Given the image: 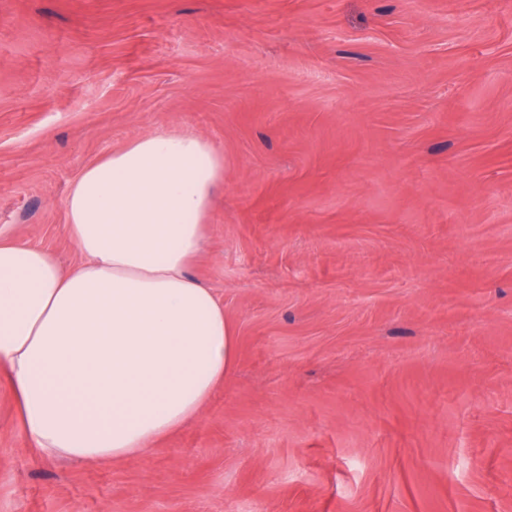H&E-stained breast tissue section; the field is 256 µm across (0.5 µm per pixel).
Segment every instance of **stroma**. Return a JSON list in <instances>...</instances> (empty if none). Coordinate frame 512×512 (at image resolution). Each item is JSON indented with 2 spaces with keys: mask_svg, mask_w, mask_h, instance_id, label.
Returning a JSON list of instances; mask_svg holds the SVG:
<instances>
[{
  "mask_svg": "<svg viewBox=\"0 0 512 512\" xmlns=\"http://www.w3.org/2000/svg\"><path fill=\"white\" fill-rule=\"evenodd\" d=\"M159 129L224 155L193 275L236 359L141 456L31 449L0 512H512V0H0V232Z\"/></svg>",
  "mask_w": 512,
  "mask_h": 512,
  "instance_id": "1",
  "label": "stroma"
}]
</instances>
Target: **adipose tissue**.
I'll use <instances>...</instances> for the list:
<instances>
[{"instance_id": "1", "label": "adipose tissue", "mask_w": 512, "mask_h": 512, "mask_svg": "<svg viewBox=\"0 0 512 512\" xmlns=\"http://www.w3.org/2000/svg\"><path fill=\"white\" fill-rule=\"evenodd\" d=\"M224 158L158 131L87 165L64 199L81 255L0 237V378L34 450L147 453L195 420L235 363L224 304L191 273Z\"/></svg>"}]
</instances>
